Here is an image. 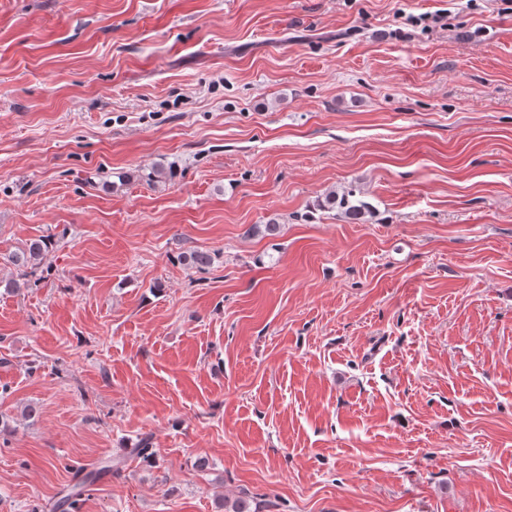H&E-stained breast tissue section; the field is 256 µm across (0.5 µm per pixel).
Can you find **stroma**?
I'll list each match as a JSON object with an SVG mask.
<instances>
[{
    "label": "stroma",
    "mask_w": 512,
    "mask_h": 512,
    "mask_svg": "<svg viewBox=\"0 0 512 512\" xmlns=\"http://www.w3.org/2000/svg\"><path fill=\"white\" fill-rule=\"evenodd\" d=\"M0 417V512H512V0H0ZM319 208L327 212H335V216L354 224L367 222L373 214L369 204L363 201L352 188L341 193L329 191L319 203ZM50 244L51 242L47 238L32 239L23 248H19L9 255L8 261L21 270L23 276L26 277L28 274L34 273V269L39 268L44 262ZM100 471L89 473L79 479L69 490L67 495L63 496L57 504V508L62 509V512H75L77 511L78 503L85 491L88 484L93 483Z\"/></svg>",
    "instance_id": "stroma-1"
}]
</instances>
